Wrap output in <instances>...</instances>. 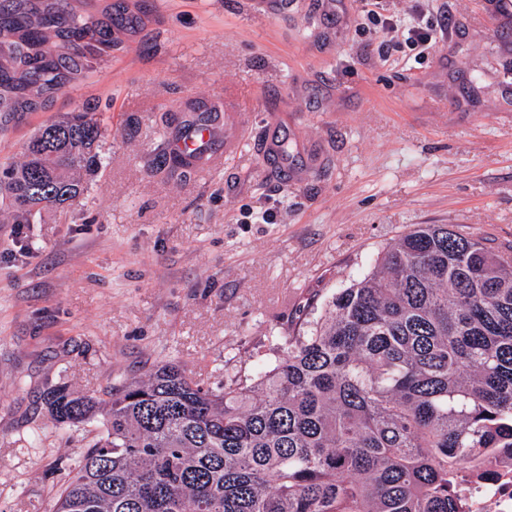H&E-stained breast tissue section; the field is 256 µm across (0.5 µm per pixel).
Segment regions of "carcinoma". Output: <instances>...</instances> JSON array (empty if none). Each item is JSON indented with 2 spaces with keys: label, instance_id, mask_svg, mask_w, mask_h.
Listing matches in <instances>:
<instances>
[{
  "label": "carcinoma",
  "instance_id": "cac0c4a2",
  "mask_svg": "<svg viewBox=\"0 0 512 512\" xmlns=\"http://www.w3.org/2000/svg\"><path fill=\"white\" fill-rule=\"evenodd\" d=\"M112 15L0 0V116L31 112L112 57ZM0 167L17 224L86 195L105 127L78 107ZM230 384L166 362L96 396L55 389L86 431L56 512H459L457 472L512 449V253L418 224L374 271Z\"/></svg>",
  "mask_w": 512,
  "mask_h": 512
}]
</instances>
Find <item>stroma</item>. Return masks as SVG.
Segmentation results:
<instances>
[{"mask_svg":"<svg viewBox=\"0 0 512 512\" xmlns=\"http://www.w3.org/2000/svg\"><path fill=\"white\" fill-rule=\"evenodd\" d=\"M136 17L108 62L0 129L22 162L79 105L106 128L90 197L16 227L0 211V512H54L84 450L44 396L177 362L231 382L416 224L512 245V0H430L449 28L382 48L358 0H91ZM232 98L251 143L193 178L159 167L186 104ZM273 213L272 223L262 221Z\"/></svg>","mask_w":512,"mask_h":512,"instance_id":"obj_1","label":"stroma"}]
</instances>
